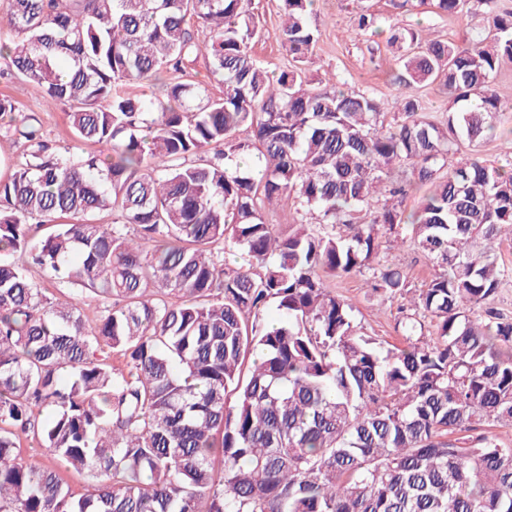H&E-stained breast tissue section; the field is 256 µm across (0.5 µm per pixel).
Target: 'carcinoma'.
Segmentation results:
<instances>
[{
  "mask_svg": "<svg viewBox=\"0 0 512 512\" xmlns=\"http://www.w3.org/2000/svg\"><path fill=\"white\" fill-rule=\"evenodd\" d=\"M281 2L291 60L273 76L251 51L262 28L248 0H0L14 35L0 76L67 105L75 136L57 152L0 97L19 151L0 178V512H512V448L465 435L512 427V320L475 314L507 273L512 156L448 167L497 136L512 9L476 0L492 35L469 44L389 29V104L311 87L314 0ZM469 2L419 0L456 15ZM357 28L380 19L363 11ZM202 53L220 97L181 81L162 99L123 89ZM428 84L448 96L439 122L417 96ZM413 181L429 190L406 216ZM274 201L299 222L266 223ZM385 233L440 272L412 287L381 257ZM234 247L248 267H224ZM366 272L375 292L410 296L407 346L359 335L323 287ZM271 302L279 318L257 326ZM420 314L429 343L414 340ZM23 436L56 465L22 461ZM61 467L92 491L75 496Z\"/></svg>",
  "mask_w": 512,
  "mask_h": 512,
  "instance_id": "cac0c4a2",
  "label": "carcinoma"
}]
</instances>
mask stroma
<instances>
[{"label": "stroma", "mask_w": 512, "mask_h": 512, "mask_svg": "<svg viewBox=\"0 0 512 512\" xmlns=\"http://www.w3.org/2000/svg\"><path fill=\"white\" fill-rule=\"evenodd\" d=\"M251 8L263 24L262 37L255 43L253 53L268 71L279 72L287 67L289 60L288 49L281 40V2L252 0ZM364 8L377 14L384 28L423 29L439 39L459 44L484 37L488 32L485 8L480 4L457 17L432 13L425 6L400 9L394 7L391 0H315L308 21L318 28L320 38L306 65L313 86L345 84L372 91L388 101L396 96L397 88L391 79L397 61L387 45L386 35H364L354 26L355 17ZM0 94L12 97L27 110L56 148L63 149L70 144L72 130L66 119L65 106L59 104L42 109V93L36 84L0 79ZM381 250L413 285H424L436 273L435 267L412 243L386 236L382 239ZM324 286L347 300L364 335L384 346L404 345L405 337L399 325L402 298L374 294L366 277L360 275L328 276Z\"/></svg>", "instance_id": "obj_1"}]
</instances>
